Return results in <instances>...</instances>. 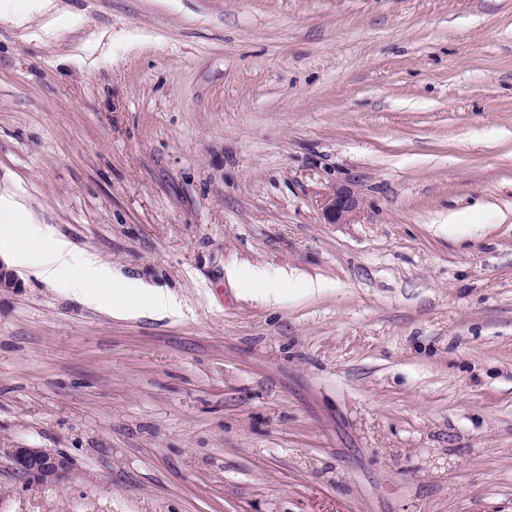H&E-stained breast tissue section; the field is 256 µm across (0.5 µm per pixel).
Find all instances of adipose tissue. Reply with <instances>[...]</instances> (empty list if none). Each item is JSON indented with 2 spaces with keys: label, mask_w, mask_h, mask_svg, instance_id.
I'll return each mask as SVG.
<instances>
[{
  "label": "adipose tissue",
  "mask_w": 512,
  "mask_h": 512,
  "mask_svg": "<svg viewBox=\"0 0 512 512\" xmlns=\"http://www.w3.org/2000/svg\"><path fill=\"white\" fill-rule=\"evenodd\" d=\"M2 211L9 212L10 219L0 223V251L10 254L15 263L64 284L77 295L84 294L91 283L111 280L112 272L108 267L90 256L74 252L65 241H55L45 253L32 251L29 243L41 236V228L32 222L21 203L5 196H0Z\"/></svg>",
  "instance_id": "ef3b65f1"
}]
</instances>
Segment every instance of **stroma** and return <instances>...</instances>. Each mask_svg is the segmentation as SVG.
Returning a JSON list of instances; mask_svg holds the SVG:
<instances>
[{"label":"stroma","mask_w":512,"mask_h":512,"mask_svg":"<svg viewBox=\"0 0 512 512\" xmlns=\"http://www.w3.org/2000/svg\"><path fill=\"white\" fill-rule=\"evenodd\" d=\"M55 4L0 0V186L145 290L13 266L0 512H512V0ZM359 199L355 191L349 187H336L326 194L322 200V213L329 224H346L356 213ZM9 456L18 475L40 484L58 482L65 477L71 465L61 453L42 448H12Z\"/></svg>","instance_id":"stroma-1"}]
</instances>
